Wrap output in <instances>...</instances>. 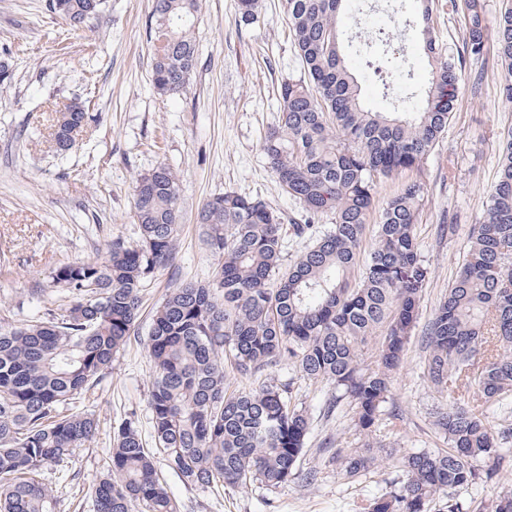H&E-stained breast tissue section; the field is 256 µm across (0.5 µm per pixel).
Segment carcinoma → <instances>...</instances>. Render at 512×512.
I'll use <instances>...</instances> for the list:
<instances>
[{"label": "carcinoma", "mask_w": 512, "mask_h": 512, "mask_svg": "<svg viewBox=\"0 0 512 512\" xmlns=\"http://www.w3.org/2000/svg\"><path fill=\"white\" fill-rule=\"evenodd\" d=\"M348 0H285L306 81L280 85V121L262 143L282 191L301 208L294 235L313 239L296 259H284L282 217L259 198L226 192L198 213L216 263L205 283L172 288L156 308L147 337L154 368L149 394L156 451L125 423L113 432L111 475L94 490L95 512H180L160 478L155 453L184 483L211 490L258 483L276 489L295 475L311 417L291 402L289 385L231 391L224 362L248 375L282 361L330 393L323 415L344 400L368 433L379 420L392 374L416 326L429 268L418 253L415 224L423 188L407 182L382 206L375 242L362 255L374 189L382 178L419 165L457 109L463 58L484 62L495 50L512 103V0L488 23L482 0H447L448 18H463L462 49H442L433 27L434 0H419L423 49L431 59L426 106L420 112H371L351 73L341 38ZM100 0H50L51 11L77 29ZM199 0H155L150 28L152 86L165 96L186 89L197 59ZM381 32L365 44L366 65L381 79L403 71ZM88 116L71 112L57 125ZM327 217L320 230L315 220ZM133 218L142 240L112 239L104 261L57 268L52 282L71 300L31 323L0 328V512H55L40 472L65 462L90 442L93 414L62 407L92 392L137 320L140 291L154 270L172 265L181 215L177 178L159 166L133 190ZM379 335L376 364L360 356ZM424 374L448 395L437 429L448 448L404 456L395 489L368 501L364 512H431L448 493L446 512H462L453 491L500 464L498 446L512 426L496 428L490 410L512 397V129L501 139L496 182L454 282L424 329ZM332 461L356 482L374 464L368 448L327 446ZM472 512H512V488Z\"/></svg>", "instance_id": "cac0c4a2"}]
</instances>
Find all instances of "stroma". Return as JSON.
I'll return each instance as SVG.
<instances>
[{"label": "stroma", "instance_id": "35a3bbf8", "mask_svg": "<svg viewBox=\"0 0 512 512\" xmlns=\"http://www.w3.org/2000/svg\"><path fill=\"white\" fill-rule=\"evenodd\" d=\"M414 2L402 0L400 24L388 10H351L344 18L346 40L359 42L382 29L406 60L405 72L383 86L368 78L363 55L349 52L364 103L373 110L414 111L424 104L430 65L414 22ZM48 3L0 0V59H8L13 70L10 84L0 88V324L20 325L47 310L67 308L69 294L53 285L52 271L104 258L116 237L136 244V180L161 165L179 180L181 223L173 265L146 282L135 331L106 378L65 407L73 414L94 413L99 430L89 445L42 473L57 500L56 512H94L92 492L110 470L114 430L130 421L143 440L153 435V367L146 349L153 310L168 288L208 280L215 263L197 222L204 202L234 192L261 198L286 217L299 212L282 192L261 143L279 120V84L304 71L284 0H258L248 23L241 19L239 0H200L196 65L177 97L158 95L152 87V0H104L100 12L75 30ZM484 70L476 93L470 68H463L458 108L419 166L376 186L380 204L404 183L422 185L415 233L430 278L375 432L356 426L346 403L334 420H324L327 386L304 379L288 363L243 376L228 371L236 390H256L271 380L289 385L296 404L311 414L302 459L296 475L276 489L255 484L216 492L184 484L161 469L181 512H360L366 499L389 489L403 454L447 448L434 421L448 402L423 375V331L464 262L470 228L496 178L501 134L512 126V103L500 93L503 73L495 54L487 55ZM74 103L90 119L76 148L63 153L54 141L55 125L61 110ZM327 439L341 448L374 442L378 460L366 478L350 482L321 454ZM500 454L496 474L457 490L459 501L488 503L512 487V442L503 444ZM312 469L318 479L311 484L305 475Z\"/></svg>", "mask_w": 512, "mask_h": 512}]
</instances>
